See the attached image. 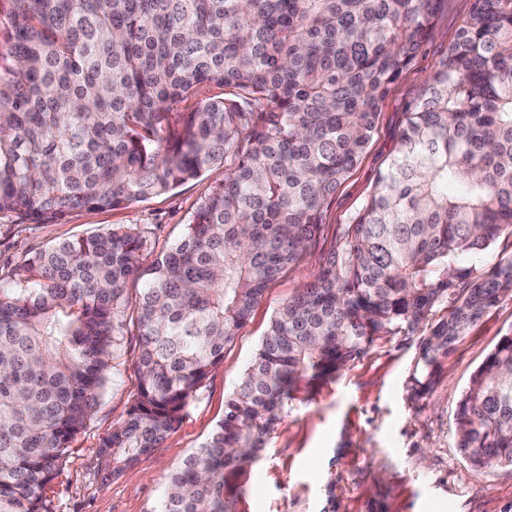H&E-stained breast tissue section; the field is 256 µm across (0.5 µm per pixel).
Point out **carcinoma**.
Masks as SVG:
<instances>
[{
    "label": "carcinoma",
    "mask_w": 512,
    "mask_h": 512,
    "mask_svg": "<svg viewBox=\"0 0 512 512\" xmlns=\"http://www.w3.org/2000/svg\"><path fill=\"white\" fill-rule=\"evenodd\" d=\"M439 5L0 0V215L56 223L236 160L147 266L146 238L114 225L0 277V512H49L42 490L97 414L129 335L136 388L94 454L116 474L162 447L269 283L319 237ZM213 86L231 96L208 95ZM191 96L197 107L173 111ZM504 234L512 0H475L373 191L271 319L223 420L169 477L158 512H230L227 477L259 459L293 388H316L381 336L427 329L411 390L429 392L439 358L512 294V252L484 271L462 261ZM455 432L473 466L512 467L511 334L473 373Z\"/></svg>",
    "instance_id": "cac0c4a2"
}]
</instances>
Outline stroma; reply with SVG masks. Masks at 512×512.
Here are the masks:
<instances>
[{"label":"stroma","instance_id":"1","mask_svg":"<svg viewBox=\"0 0 512 512\" xmlns=\"http://www.w3.org/2000/svg\"><path fill=\"white\" fill-rule=\"evenodd\" d=\"M473 7L474 0H441L421 49L381 105L374 136L327 204L319 239L269 285L163 448L115 474L93 450L123 419L134 388L128 366L136 358L135 342L127 340L124 370L114 373L96 416L43 490L51 512H156L169 475L223 419L225 402L251 365L270 320L313 281L337 225L348 223L374 189L398 146L407 112ZM233 167L228 157L174 191L120 209L80 210L56 223L0 216V276L52 244L115 224L146 237L143 260L151 262L177 242L197 205ZM510 333L512 296L507 295L440 359L436 383L417 400L411 397V378L419 350L416 340L401 335L375 340L316 389L298 387L259 460L230 478L226 498L232 512H512V469L472 467L455 435L462 392Z\"/></svg>","mask_w":512,"mask_h":512}]
</instances>
